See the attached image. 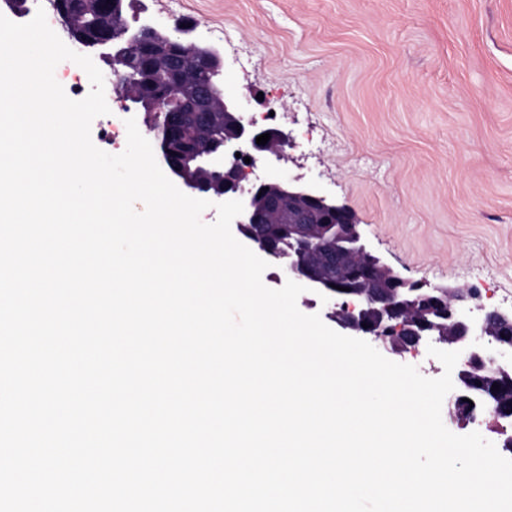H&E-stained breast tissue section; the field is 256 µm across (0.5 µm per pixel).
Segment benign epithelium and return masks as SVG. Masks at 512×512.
<instances>
[{
	"label": "benign epithelium",
	"instance_id": "benign-epithelium-1",
	"mask_svg": "<svg viewBox=\"0 0 512 512\" xmlns=\"http://www.w3.org/2000/svg\"><path fill=\"white\" fill-rule=\"evenodd\" d=\"M148 7L140 2L132 10L131 20L121 16L112 5V21L125 29V39L116 40L112 27L94 40L76 34L71 17L59 14L61 23L69 25L64 43L83 53L89 46L98 48V60L105 66L109 82L124 102V111L148 115L162 111L166 115L161 132L170 137L171 123L181 124L176 143L171 148L157 139L156 161L169 179L185 194L207 200H239L243 212L233 220L238 236L249 247L274 265L282 275L307 288L308 294L327 304L326 316L347 336L367 338L386 351L388 335L401 338V350L415 352L435 343L448 351L460 352L454 380V408L470 389L469 377L476 369L490 370L512 378V312L484 305L474 306L477 294L470 288L452 291L402 278L379 256L367 249L360 224L346 206L322 193L315 185L299 179H285L276 172L264 178L248 180L236 153L244 150L259 155L284 156L292 142L291 134L278 127H262L247 115L241 100L226 91L224 57L216 47H199L191 39L193 27L177 23L168 28L141 19ZM147 46L159 53L167 72L165 85L149 94L120 93L125 82L131 48ZM220 101L224 122L230 133L224 146L203 143L184 135V127L206 130L215 118V101ZM268 133L264 145L256 137ZM288 212L295 226L294 236L281 245L262 229L270 216ZM317 252L327 273L311 269L308 254ZM354 257L361 262L366 289L357 303H342L336 287L346 278L345 261ZM438 301L441 308L432 310V318L448 323V333H439L431 318L412 319L408 311L428 301Z\"/></svg>",
	"mask_w": 512,
	"mask_h": 512
}]
</instances>
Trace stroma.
Wrapping results in <instances>:
<instances>
[{
	"label": "stroma",
	"instance_id": "1",
	"mask_svg": "<svg viewBox=\"0 0 512 512\" xmlns=\"http://www.w3.org/2000/svg\"><path fill=\"white\" fill-rule=\"evenodd\" d=\"M403 278L512 309V0H146Z\"/></svg>",
	"mask_w": 512,
	"mask_h": 512
}]
</instances>
